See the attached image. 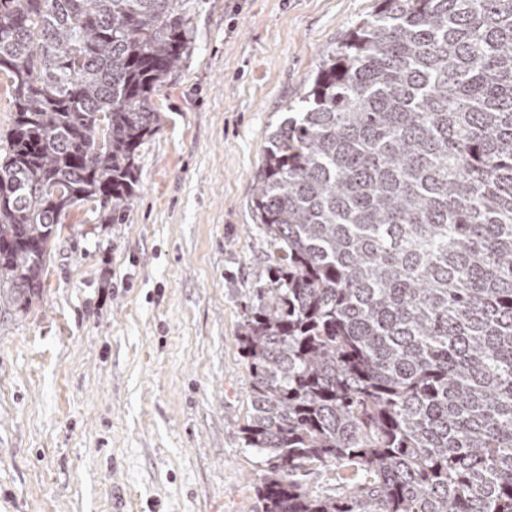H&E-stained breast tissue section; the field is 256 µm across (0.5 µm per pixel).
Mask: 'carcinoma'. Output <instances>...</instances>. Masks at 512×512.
<instances>
[{"label": "carcinoma", "instance_id": "cac0c4a2", "mask_svg": "<svg viewBox=\"0 0 512 512\" xmlns=\"http://www.w3.org/2000/svg\"><path fill=\"white\" fill-rule=\"evenodd\" d=\"M179 2L0 0V307L39 297L69 208L131 204ZM285 112L238 336L262 512H512V0H381ZM314 465L364 475L313 494ZM15 118L12 106L9 81L5 75L0 76V153L7 147L6 136Z\"/></svg>", "mask_w": 512, "mask_h": 512}]
</instances>
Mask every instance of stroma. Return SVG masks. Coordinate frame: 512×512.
<instances>
[{
    "label": "stroma",
    "mask_w": 512,
    "mask_h": 512,
    "mask_svg": "<svg viewBox=\"0 0 512 512\" xmlns=\"http://www.w3.org/2000/svg\"><path fill=\"white\" fill-rule=\"evenodd\" d=\"M380 0H184L122 223L70 209L26 313L0 308V512H261L237 336L273 255L254 176L284 106Z\"/></svg>",
    "instance_id": "1"
}]
</instances>
